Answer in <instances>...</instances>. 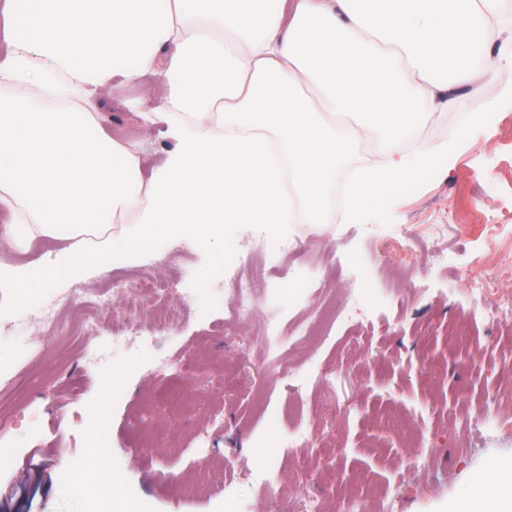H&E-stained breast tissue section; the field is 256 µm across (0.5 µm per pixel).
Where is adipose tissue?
<instances>
[{
  "label": "adipose tissue",
  "mask_w": 512,
  "mask_h": 512,
  "mask_svg": "<svg viewBox=\"0 0 512 512\" xmlns=\"http://www.w3.org/2000/svg\"><path fill=\"white\" fill-rule=\"evenodd\" d=\"M9 50L0 80V205L13 213L0 242L28 264L0 256V288L29 292L193 234L224 242L228 224H314L329 186L361 135L384 139L348 202L367 216L385 188L453 162L459 135L404 143L433 112L502 59L489 37L498 0H0ZM152 73L163 97L138 100L149 124L174 141L150 178L125 142L110 137L87 87ZM49 97L78 110L49 112Z\"/></svg>",
  "instance_id": "ef3b65f1"
}]
</instances>
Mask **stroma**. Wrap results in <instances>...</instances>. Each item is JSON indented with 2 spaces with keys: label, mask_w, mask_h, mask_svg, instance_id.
I'll list each match as a JSON object with an SVG mask.
<instances>
[{
  "label": "stroma",
  "mask_w": 512,
  "mask_h": 512,
  "mask_svg": "<svg viewBox=\"0 0 512 512\" xmlns=\"http://www.w3.org/2000/svg\"><path fill=\"white\" fill-rule=\"evenodd\" d=\"M164 89L156 76L96 93L113 136L133 141L151 165L174 144L131 104ZM484 106L468 88L451 113L433 114V142L453 130L463 135L450 172L377 197L358 222L283 225L278 256L258 225H234L222 246L185 237L38 294L42 303L139 275L162 282L134 321L169 316L157 346L173 365L90 370L79 334L45 339L33 356L0 338V356L15 360L25 385L19 395L0 386V411L16 438L34 429L47 435L31 458L14 462L13 481L0 482V512H125L129 484L147 512H215L233 472L240 512H443L476 486L493 495L500 468L512 464V323L485 321L482 307L512 292V265L499 259L512 250V104L495 110L493 125L467 129L471 108ZM405 237L415 271L408 279L396 273ZM433 244L447 254L443 266L423 258ZM253 246L266 280L254 314L240 320L218 289L228 258ZM355 260L383 299L374 321H333L316 339L292 337L295 326L342 302ZM477 272L488 284L482 302L465 291ZM302 273L312 278L304 298L269 300V284L284 288ZM187 287L197 292L189 306L179 295ZM272 315L289 331L278 363L261 353L260 328ZM309 357L316 370L302 388L289 369ZM116 382L117 401L109 390ZM99 415L109 432L103 454L94 447ZM300 426L308 447L299 457L277 442ZM73 462L82 473L62 485L60 472ZM265 464L278 475L272 488L241 480ZM104 482L112 485L106 500L98 496Z\"/></svg>",
  "instance_id": "stroma-1"
}]
</instances>
